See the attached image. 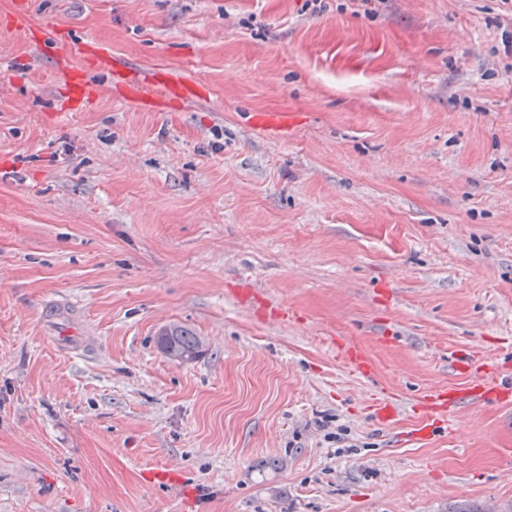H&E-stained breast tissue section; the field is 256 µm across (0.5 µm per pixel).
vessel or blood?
<instances>
[{"mask_svg": "<svg viewBox=\"0 0 512 512\" xmlns=\"http://www.w3.org/2000/svg\"><path fill=\"white\" fill-rule=\"evenodd\" d=\"M81 54L84 64L106 65L111 71L114 82L123 85L126 97L131 102L144 103L149 87L155 85L160 86L161 96L165 99L173 96L187 99L196 94L197 87L193 84H163V75L159 71L151 69L140 74L130 72L124 62L112 58L103 48L88 45L82 49ZM65 92L78 109L91 104L99 95L98 90L84 83L82 72L78 69L74 70L69 84L65 87ZM456 368L463 373L476 374L477 379L471 383L470 388L479 392L486 402L497 403L512 395L498 385L499 369L495 362L466 354L457 358ZM421 404L431 414L440 416L448 426H455L459 420L460 400L455 391L427 390L422 396Z\"/></svg>", "mask_w": 512, "mask_h": 512, "instance_id": "b4317fda", "label": "vessel or blood"}]
</instances>
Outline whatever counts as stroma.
<instances>
[{
  "mask_svg": "<svg viewBox=\"0 0 512 512\" xmlns=\"http://www.w3.org/2000/svg\"><path fill=\"white\" fill-rule=\"evenodd\" d=\"M511 37L512 0H0V512H512V400L417 407L465 353L512 383ZM86 43L203 93L91 69L74 111ZM81 54L83 62L74 70L69 85H66L64 89L67 94L66 97L74 101V111H78L80 108L91 104L101 94L94 87L85 84L82 78L84 67L92 64L106 65L111 71L114 83L125 85L124 89L127 99L138 104L146 105V97H151L162 104H165L163 99L172 96L187 99L194 97L198 89V86L194 84H167L165 81H162L166 77L165 74L156 69L144 71L143 74L131 73L124 62L119 59H112V56L100 47L86 45L81 50ZM155 83L163 84L165 87H159ZM149 87L160 88L161 94H149ZM157 348L170 359L192 361L203 352V343L192 330L171 324L163 328L156 337ZM424 409L431 414L440 416L441 421L448 425V430L454 428L459 421L458 410L460 408L459 396L453 390H427L421 398Z\"/></svg>",
  "mask_w": 512,
  "mask_h": 512,
  "instance_id": "obj_1",
  "label": "stroma"
}]
</instances>
